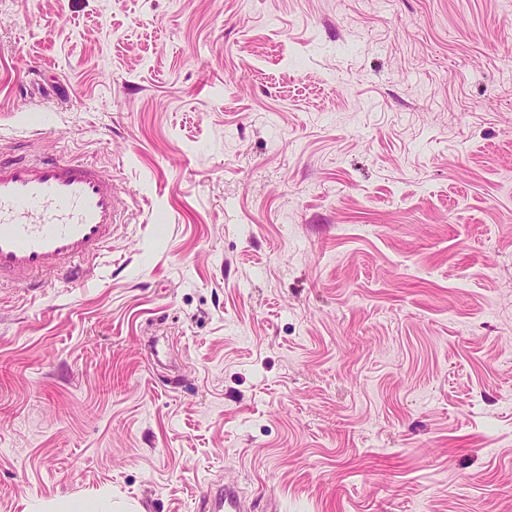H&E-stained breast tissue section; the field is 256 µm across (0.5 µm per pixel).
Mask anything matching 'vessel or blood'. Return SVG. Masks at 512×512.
<instances>
[{"label":"vessel or blood","mask_w":512,"mask_h":512,"mask_svg":"<svg viewBox=\"0 0 512 512\" xmlns=\"http://www.w3.org/2000/svg\"><path fill=\"white\" fill-rule=\"evenodd\" d=\"M123 201L103 168L82 159L14 161L0 157V285L68 282L95 270L111 250ZM210 512H245L235 486L210 492Z\"/></svg>","instance_id":"vessel-or-blood-1"}]
</instances>
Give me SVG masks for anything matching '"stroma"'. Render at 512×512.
I'll return each mask as SVG.
<instances>
[{"label":"stroma","instance_id":"35a3bbf8","mask_svg":"<svg viewBox=\"0 0 512 512\" xmlns=\"http://www.w3.org/2000/svg\"><path fill=\"white\" fill-rule=\"evenodd\" d=\"M0 151L125 201L0 288V512H512V0H0ZM207 507L213 512H244L247 510L235 486L217 487L208 496ZM112 501L103 496H70L51 501L44 506H34L31 512H117Z\"/></svg>","mask_w":512,"mask_h":512}]
</instances>
